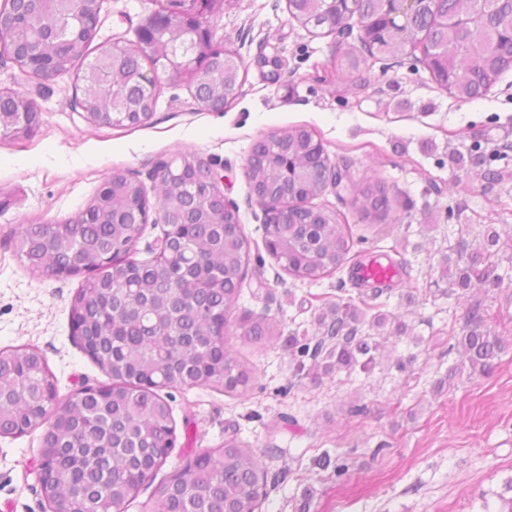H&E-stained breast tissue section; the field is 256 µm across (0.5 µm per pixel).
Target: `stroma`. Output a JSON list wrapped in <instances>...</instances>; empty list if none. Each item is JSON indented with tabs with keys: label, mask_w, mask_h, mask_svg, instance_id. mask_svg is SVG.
Here are the masks:
<instances>
[{
	"label": "stroma",
	"mask_w": 512,
	"mask_h": 512,
	"mask_svg": "<svg viewBox=\"0 0 512 512\" xmlns=\"http://www.w3.org/2000/svg\"><path fill=\"white\" fill-rule=\"evenodd\" d=\"M165 0H101L99 40L136 42L145 18ZM216 40H229L243 62L239 97L224 111L205 110L187 83L161 82L143 126L95 125L73 109L75 71L41 81L0 49V91L24 92L39 112L26 135L0 129V351L28 346L45 358L59 397L109 375L80 348L70 307L84 278L32 273L15 247L20 226L75 218L115 173L141 183L157 200L162 163L189 150L224 177L249 241L238 313L227 333L251 370L246 395L214 385L163 389L175 446L155 479L235 436L262 455L268 472L261 512H500L512 480V281L441 295L429 268L452 238L478 244L482 227L501 233L500 271L512 270V71L481 99L464 103L441 88L421 51L399 59L369 58L348 76L344 54L361 51L359 26L348 35L312 32L294 20L287 0H226L209 16ZM297 127L322 142L331 162L353 180L388 189L395 224H372L353 206L351 191L327 188L317 207L351 227L354 249L390 253L416 302L391 298L388 310L412 328L393 336L368 373L296 377L289 337L308 342L322 299L356 296L348 269L317 280L286 272L265 248L264 210L255 202L245 165L253 146ZM488 151L495 184L463 159L473 144ZM481 301L492 332L504 342L493 370L471 374L449 351L451 331ZM265 313L280 337L238 342L241 315ZM457 367L446 381L449 367ZM364 405L361 414L350 403ZM41 430L0 436V512H43L36 468ZM349 470L336 474L337 458Z\"/></svg>",
	"instance_id": "1"
}]
</instances>
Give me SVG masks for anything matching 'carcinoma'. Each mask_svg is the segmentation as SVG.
I'll use <instances>...</instances> for the list:
<instances>
[{
  "mask_svg": "<svg viewBox=\"0 0 512 512\" xmlns=\"http://www.w3.org/2000/svg\"><path fill=\"white\" fill-rule=\"evenodd\" d=\"M295 20L307 29L329 32L356 20L377 55L398 59L423 44L436 48L441 87L462 101L481 98L506 71L512 51V0H431L399 23L387 16L401 0H288ZM70 0H39L22 23L7 34L13 43L35 46L65 65L88 57L90 44L77 29L60 28L73 13ZM187 40L181 22L167 19V34L146 38L138 48L110 50L100 44L98 64L77 75L81 96L75 103L85 112L145 124L157 105L154 90L142 81V62L158 60ZM240 64L228 49L207 45L187 81L201 100L229 101L240 95ZM15 95L0 91V126L17 129ZM331 161L321 143L299 128L273 133L262 145V160L247 171L251 190L280 205L274 225H265L270 254L299 279L318 280L351 261L350 227L312 205L328 183ZM363 218L382 223L392 204L380 182H350ZM145 197L131 179L112 178L84 210L80 222L47 229L28 224L17 233L16 247L32 273L46 264L85 265L112 249L134 250L136 210ZM204 184L174 178L162 182V207L181 225L168 232L188 235L182 250L163 260H131L114 275L87 290L104 298L82 314L98 347L94 362L112 378L111 398L102 402L86 395L65 405L68 425L54 437L56 450L69 467L44 497H71L78 512H124L145 480L165 462L157 443L172 423L167 401L158 387L215 384L227 392L244 393L251 370L232 354L226 336L214 335L213 319L229 321L238 307L249 243L238 210L211 202ZM500 234L488 225L482 241L470 248L462 239L448 244L434 272L435 284L469 290L476 284L498 286ZM357 297L325 303L315 324V344L288 337L295 375L317 379L340 371L368 370L388 333L403 336L407 324L386 313V299L399 283L357 280ZM237 339L258 344L280 335L279 324L266 314L239 322ZM471 373H489L503 352V341L486 326L485 311L474 304L466 312L455 343ZM53 375L44 358L30 348L0 352V435L14 431V417ZM263 473L255 451L238 438L188 464L176 477L161 483L142 503L141 512H256V481Z\"/></svg>",
  "mask_w": 512,
  "mask_h": 512,
  "instance_id": "obj_1",
  "label": "carcinoma"
}]
</instances>
